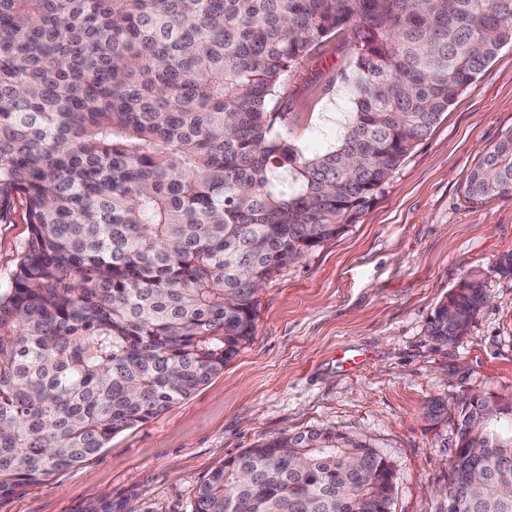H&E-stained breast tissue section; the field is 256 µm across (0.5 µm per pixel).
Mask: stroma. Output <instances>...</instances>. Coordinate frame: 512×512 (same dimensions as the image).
Segmentation results:
<instances>
[{
    "mask_svg": "<svg viewBox=\"0 0 512 512\" xmlns=\"http://www.w3.org/2000/svg\"><path fill=\"white\" fill-rule=\"evenodd\" d=\"M346 32L288 76V135L333 145L353 110L340 74ZM512 130V43L458 95L356 224L266 281L252 340L190 396L118 434L95 456L0 498V512H76L109 496L148 512H192L197 488L260 438L329 428L369 441L397 472L392 512H437L455 431L430 403L512 394V196L474 204L463 186ZM25 209L0 221V285L28 237ZM488 302L460 340L428 333L470 274Z\"/></svg>",
    "mask_w": 512,
    "mask_h": 512,
    "instance_id": "35a3bbf8",
    "label": "stroma"
}]
</instances>
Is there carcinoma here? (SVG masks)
Here are the masks:
<instances>
[{"label":"carcinoma","mask_w":512,"mask_h":512,"mask_svg":"<svg viewBox=\"0 0 512 512\" xmlns=\"http://www.w3.org/2000/svg\"><path fill=\"white\" fill-rule=\"evenodd\" d=\"M338 30L356 109L306 154L280 102ZM506 42L512 0H0V219L20 201L29 228L0 289V498L224 371L263 283L356 223ZM464 194H512V131ZM486 302L463 281L430 336ZM452 420L455 512H512V394ZM395 482L369 443L307 430L224 460L192 512H391Z\"/></svg>","instance_id":"1"}]
</instances>
